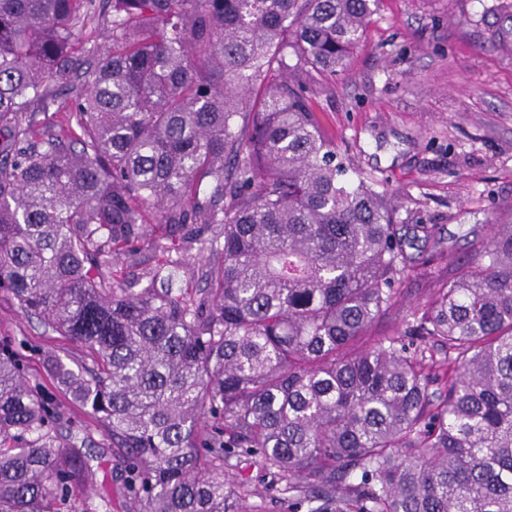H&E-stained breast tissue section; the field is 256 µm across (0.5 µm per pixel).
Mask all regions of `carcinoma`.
<instances>
[{"instance_id": "cac0c4a2", "label": "carcinoma", "mask_w": 512, "mask_h": 512, "mask_svg": "<svg viewBox=\"0 0 512 512\" xmlns=\"http://www.w3.org/2000/svg\"><path fill=\"white\" fill-rule=\"evenodd\" d=\"M377 2L0 0V294L83 352L32 377L0 343V512H111L95 432L130 512H243L232 457L307 512H512V221L372 334L432 273L310 109ZM432 291V285L423 280H413L407 283L403 290L401 308L424 303Z\"/></svg>"}]
</instances>
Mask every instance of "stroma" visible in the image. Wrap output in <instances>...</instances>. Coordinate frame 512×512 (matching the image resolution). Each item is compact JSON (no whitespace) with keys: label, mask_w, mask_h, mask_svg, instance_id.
I'll list each match as a JSON object with an SVG mask.
<instances>
[{"label":"stroma","mask_w":512,"mask_h":512,"mask_svg":"<svg viewBox=\"0 0 512 512\" xmlns=\"http://www.w3.org/2000/svg\"><path fill=\"white\" fill-rule=\"evenodd\" d=\"M510 13L512 0H379L349 69L310 96L337 150L395 196L401 234L434 226L452 266L470 256V228L512 209V51L495 41ZM25 336L29 371L48 349L81 357L0 298V341ZM246 473L247 508L291 512L273 476Z\"/></svg>","instance_id":"obj_1"}]
</instances>
